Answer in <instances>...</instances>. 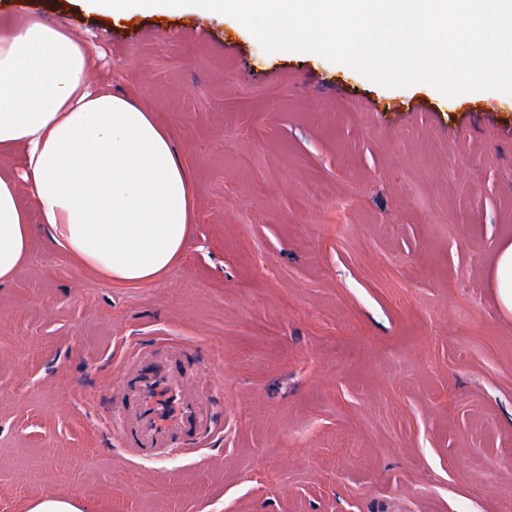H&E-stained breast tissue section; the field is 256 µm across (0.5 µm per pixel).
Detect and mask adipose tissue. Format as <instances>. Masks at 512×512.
Segmentation results:
<instances>
[{
  "mask_svg": "<svg viewBox=\"0 0 512 512\" xmlns=\"http://www.w3.org/2000/svg\"><path fill=\"white\" fill-rule=\"evenodd\" d=\"M98 66L67 28L0 24V284L39 226L76 269L111 282L157 281L183 257L194 185L168 129L97 86Z\"/></svg>",
  "mask_w": 512,
  "mask_h": 512,
  "instance_id": "ef3b65f1",
  "label": "adipose tissue"
}]
</instances>
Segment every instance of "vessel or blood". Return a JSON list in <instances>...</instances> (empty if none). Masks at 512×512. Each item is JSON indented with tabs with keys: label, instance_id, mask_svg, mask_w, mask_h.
<instances>
[{
	"label": "vessel or blood",
	"instance_id": "obj_1",
	"mask_svg": "<svg viewBox=\"0 0 512 512\" xmlns=\"http://www.w3.org/2000/svg\"><path fill=\"white\" fill-rule=\"evenodd\" d=\"M186 354L183 342L169 338L160 347L136 346L118 368L119 445L138 464L202 447L218 430L207 397L186 372Z\"/></svg>",
	"mask_w": 512,
	"mask_h": 512
}]
</instances>
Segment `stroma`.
<instances>
[{"label":"stroma","mask_w":512,"mask_h":512,"mask_svg":"<svg viewBox=\"0 0 512 512\" xmlns=\"http://www.w3.org/2000/svg\"><path fill=\"white\" fill-rule=\"evenodd\" d=\"M87 35L195 185L182 260L123 286L38 231L0 285V512H512V96L383 87L222 14L0 0ZM422 102L426 111H413ZM180 339L224 432L153 467L98 427L128 348ZM495 288L504 311L512 313V244L505 246L496 261ZM27 512H82L71 500L61 496H43Z\"/></svg>","instance_id":"obj_1"}]
</instances>
